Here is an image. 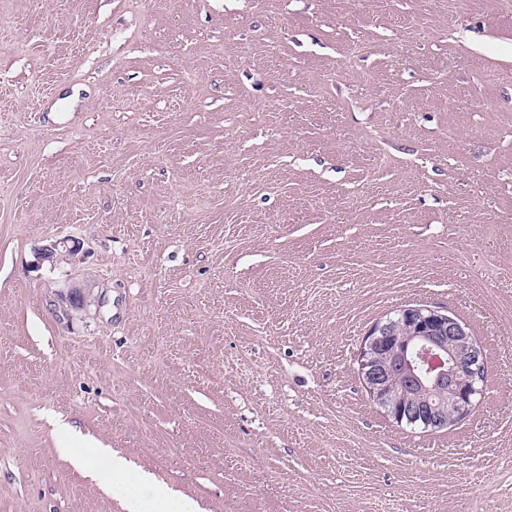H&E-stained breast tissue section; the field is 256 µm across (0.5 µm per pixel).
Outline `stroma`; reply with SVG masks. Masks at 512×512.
I'll return each mask as SVG.
<instances>
[{
  "instance_id": "35a3bbf8",
  "label": "stroma",
  "mask_w": 512,
  "mask_h": 512,
  "mask_svg": "<svg viewBox=\"0 0 512 512\" xmlns=\"http://www.w3.org/2000/svg\"><path fill=\"white\" fill-rule=\"evenodd\" d=\"M411 304L486 356L445 431L358 375ZM163 487L512 512V0H0V512ZM71 241L72 245L70 246L68 242ZM79 251V243H75L73 240L63 239L61 241H56L53 244L46 246V248L42 249L40 253V257L43 261H47L53 265L57 264L60 259L64 256L69 260V258L77 255ZM103 456H107L108 458V464L112 471V475L120 476L125 469L126 463L123 458L114 454L112 455V452L108 451L106 448H87L80 463L82 465L89 466L94 460Z\"/></svg>"
}]
</instances>
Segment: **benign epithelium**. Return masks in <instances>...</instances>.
I'll return each mask as SVG.
<instances>
[{
	"instance_id": "1",
	"label": "benign epithelium",
	"mask_w": 512,
	"mask_h": 512,
	"mask_svg": "<svg viewBox=\"0 0 512 512\" xmlns=\"http://www.w3.org/2000/svg\"><path fill=\"white\" fill-rule=\"evenodd\" d=\"M79 245L63 239L42 249L41 259L53 265L77 255ZM403 314L416 322V332L393 345V365L413 382H429L438 404L431 405L420 420L436 432L448 427V411L468 417L483 394L486 361L483 350L466 324L457 317L432 307L410 306ZM389 323L375 325L364 337L358 354L362 383L387 416L399 423L416 415L385 392L388 367L376 363L375 350L387 338Z\"/></svg>"
}]
</instances>
